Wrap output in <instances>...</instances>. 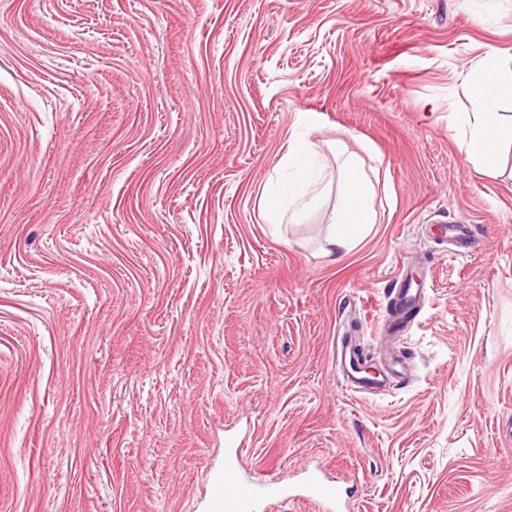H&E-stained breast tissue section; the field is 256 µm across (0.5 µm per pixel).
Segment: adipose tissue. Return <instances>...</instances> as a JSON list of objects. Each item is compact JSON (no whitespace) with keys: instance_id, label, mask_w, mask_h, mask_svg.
<instances>
[{"instance_id":"ef3b65f1","label":"adipose tissue","mask_w":512,"mask_h":512,"mask_svg":"<svg viewBox=\"0 0 512 512\" xmlns=\"http://www.w3.org/2000/svg\"><path fill=\"white\" fill-rule=\"evenodd\" d=\"M472 110L466 115L467 150L475 159L479 173L497 176L498 159L506 142H512V126L506 125L494 105V94L512 96V82L501 74L495 52H488L476 70L466 80ZM341 174L336 203L325 237L326 252L343 256L363 239L376 223L375 187L364 169L362 159L354 153L337 150ZM321 178L298 174L293 187V199L282 204L280 199L267 201L272 223L300 222L319 200Z\"/></svg>"}]
</instances>
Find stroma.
Here are the masks:
<instances>
[{
  "mask_svg": "<svg viewBox=\"0 0 512 512\" xmlns=\"http://www.w3.org/2000/svg\"><path fill=\"white\" fill-rule=\"evenodd\" d=\"M492 48L512 0H0V512H213L230 437L250 478L355 475L351 512H512V150L460 147ZM303 131L328 187L276 226ZM336 141L379 172L338 261ZM342 333L405 380L351 393ZM316 145L306 135L291 137L288 152L281 158V164L289 167L301 157L317 158ZM447 236L457 253L471 252L478 242L474 224H448L439 238L444 240ZM398 280H400V288L392 298L390 308L386 310L388 329L395 335L410 323L415 304L424 299L423 288H416L413 293L403 275L399 274Z\"/></svg>",
  "mask_w": 512,
  "mask_h": 512,
  "instance_id": "obj_1",
  "label": "stroma"
}]
</instances>
